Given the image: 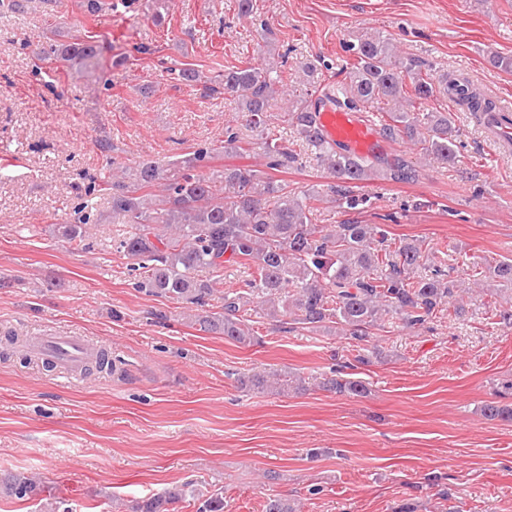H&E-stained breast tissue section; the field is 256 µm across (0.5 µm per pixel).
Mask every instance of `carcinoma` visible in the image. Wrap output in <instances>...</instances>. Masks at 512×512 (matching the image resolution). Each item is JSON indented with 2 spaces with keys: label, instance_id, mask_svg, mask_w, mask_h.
<instances>
[{
  "label": "carcinoma",
  "instance_id": "obj_1",
  "mask_svg": "<svg viewBox=\"0 0 512 512\" xmlns=\"http://www.w3.org/2000/svg\"><path fill=\"white\" fill-rule=\"evenodd\" d=\"M352 52L343 72L344 81L332 92L333 101L350 110L392 108L380 117V133L389 140L413 143L420 155L441 164L458 162L461 140L446 112H418L416 105L440 94L468 111L487 116L498 111L486 96L458 95L461 81L422 61L400 56L392 39L364 35L348 45ZM70 69L89 66L97 57L92 40H76L62 49L40 52ZM224 94L245 113L246 126L256 141L227 128L221 144L198 148L172 160L167 167L142 162L134 182L120 176L102 181L111 190L112 215L134 232L119 242L118 249L139 272L137 288L154 296L202 306L219 292L214 274L224 265H250L253 271L242 291L222 292L221 312L194 315V324L205 333L224 336L242 345L260 343L248 311L276 322L288 319L290 329L340 331L359 342L368 341L374 329L388 318L406 328H420L436 317L443 304L455 299L454 284L445 271L434 268L422 275L428 256L422 241L389 237L382 224H370L361 215L371 197L360 188L373 181L409 182L417 170L404 160L381 166L377 157L358 156L323 140L316 124L318 106L308 99H288L279 89L281 75L267 52L260 49L257 61L233 66L220 75ZM284 102L283 122L292 126L298 139L314 151L330 182L320 189L296 191L286 174L298 168L300 157L270 131L271 102ZM258 145L263 168L207 166L227 149ZM208 171H203V168ZM92 193L77 208L74 224L59 225L67 240L81 243L93 221ZM350 215L339 224H316L318 206ZM489 278L512 286V258L489 267ZM244 392L283 394L302 390V382L289 374L263 371L238 378ZM339 395L363 397L366 383L341 370L322 382ZM485 417L512 421V404L488 401ZM36 481L17 475L4 483L3 494L27 501L38 496ZM188 500L196 512H224V490L200 489L189 482L163 493L133 502L129 512H173L171 505ZM264 512H298L295 503L268 494Z\"/></svg>",
  "mask_w": 512,
  "mask_h": 512
}]
</instances>
